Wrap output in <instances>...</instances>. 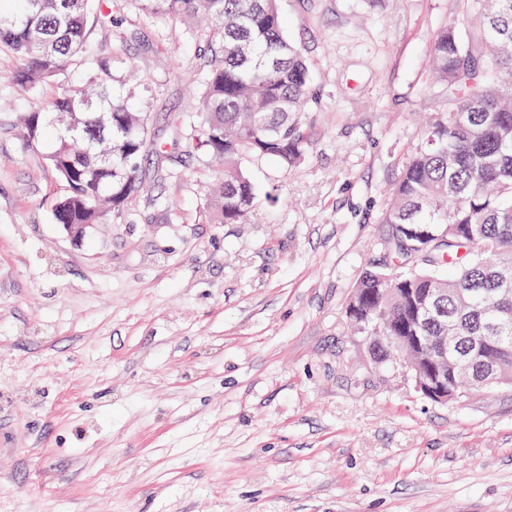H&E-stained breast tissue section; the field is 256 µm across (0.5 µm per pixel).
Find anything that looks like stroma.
Masks as SVG:
<instances>
[{
    "label": "stroma",
    "instance_id": "35a3bbf8",
    "mask_svg": "<svg viewBox=\"0 0 512 512\" xmlns=\"http://www.w3.org/2000/svg\"><path fill=\"white\" fill-rule=\"evenodd\" d=\"M280 12L318 103L296 167L243 158V224L213 223L220 169L172 146L200 83L182 25L123 12L114 77L169 148L79 241L53 219L48 145L17 134L39 99L0 52V512H512V386L432 402L344 314L385 259L388 192L444 104L432 41L462 4Z\"/></svg>",
    "mask_w": 512,
    "mask_h": 512
}]
</instances>
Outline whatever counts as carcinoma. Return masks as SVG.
<instances>
[{
	"label": "carcinoma",
	"instance_id": "obj_1",
	"mask_svg": "<svg viewBox=\"0 0 512 512\" xmlns=\"http://www.w3.org/2000/svg\"><path fill=\"white\" fill-rule=\"evenodd\" d=\"M127 0H0V50L19 63L15 79L36 94L53 87L22 118L28 147L52 141L47 160L65 186L58 224H103L144 192L138 160L164 145L148 128L146 105L113 87L112 51L89 40L91 25ZM169 20L204 18L196 59L202 88L177 115L183 152L224 160L212 199L215 222L239 224L256 189L241 167L246 155L299 163L308 139L306 112L317 104L304 55L283 30L279 0H134ZM462 26L437 32L430 65L446 93L393 187L382 223L387 262L366 267L346 315L356 330L371 320L384 336H406L415 319L400 289L445 290L420 329L459 332L457 352L475 343L502 350L499 379L512 382V0H461Z\"/></svg>",
	"mask_w": 512,
	"mask_h": 512
}]
</instances>
